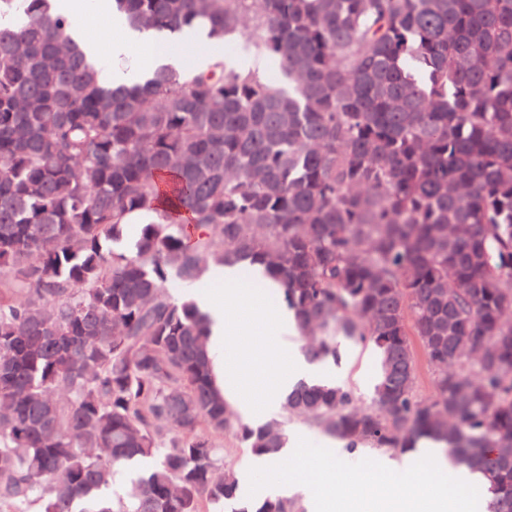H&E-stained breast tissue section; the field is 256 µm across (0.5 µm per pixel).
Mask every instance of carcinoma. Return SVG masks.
Here are the masks:
<instances>
[{
	"label": "carcinoma",
	"instance_id": "obj_1",
	"mask_svg": "<svg viewBox=\"0 0 512 512\" xmlns=\"http://www.w3.org/2000/svg\"><path fill=\"white\" fill-rule=\"evenodd\" d=\"M48 3L0 0V512L240 498L214 438L274 455L285 429L236 418L168 290L212 263L264 265L310 361L378 351L370 408L301 382L288 416L352 450L430 439L512 512V0H112L134 31L248 18L282 73L114 87Z\"/></svg>",
	"mask_w": 512,
	"mask_h": 512
}]
</instances>
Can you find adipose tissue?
<instances>
[{
    "label": "adipose tissue",
    "mask_w": 512,
    "mask_h": 512,
    "mask_svg": "<svg viewBox=\"0 0 512 512\" xmlns=\"http://www.w3.org/2000/svg\"><path fill=\"white\" fill-rule=\"evenodd\" d=\"M112 0H97L95 11H88L83 0H56L54 11L70 18L69 34L82 42L84 50L96 66L100 76L108 83L135 82L138 73L130 71L114 75L111 58L126 55L131 46L138 45L148 50L150 68L163 65L180 69L182 65L179 49L206 41L207 28L196 24L184 29L177 36L163 38L152 32H128L124 40L113 43L110 57H103L98 42L91 32L96 12H108ZM197 305L209 314L208 353L215 374L218 390L231 402L243 420L252 426L264 425L271 414L278 411L289 390L300 378L298 367L282 370L276 349L288 345L295 333L294 316L282 308L268 316V322L276 337V346H269L258 340L240 348L233 347L230 338L234 332L232 319L226 307L209 294H195ZM432 449L429 442H421L416 450L405 452L397 458L384 457L378 463V471L370 482L376 490L379 512H486L485 502L468 503L456 507L440 492H432L401 504H394L386 489L387 478L395 473H416L421 460L430 458Z\"/></svg>",
    "instance_id": "ef3b65f1"
}]
</instances>
